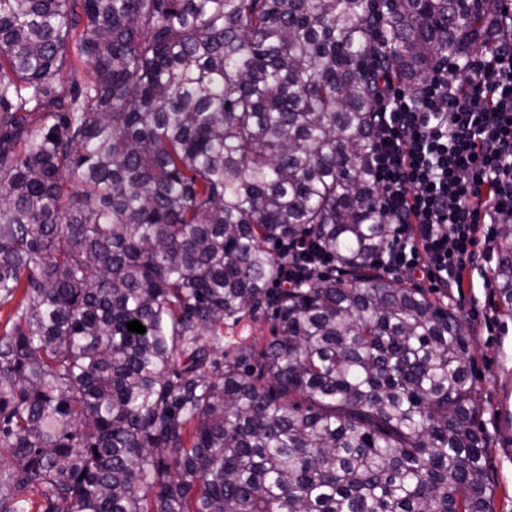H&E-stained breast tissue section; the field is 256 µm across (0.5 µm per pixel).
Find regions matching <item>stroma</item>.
Here are the masks:
<instances>
[{"instance_id":"stroma-1","label":"stroma","mask_w":512,"mask_h":512,"mask_svg":"<svg viewBox=\"0 0 512 512\" xmlns=\"http://www.w3.org/2000/svg\"><path fill=\"white\" fill-rule=\"evenodd\" d=\"M486 268L473 273L471 288L464 293L434 287L421 273L403 272L405 286L424 289L432 300L453 311L469 340L474 362V384L484 402L479 425L488 440L485 467L495 490L496 512H512V443L500 438L496 405L500 381L512 370V316L499 310L494 289L485 287ZM271 323L265 315L243 317L224 324V351L232 353L236 344L270 338Z\"/></svg>"}]
</instances>
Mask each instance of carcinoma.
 Returning <instances> with one entry per match:
<instances>
[{
    "mask_svg": "<svg viewBox=\"0 0 512 512\" xmlns=\"http://www.w3.org/2000/svg\"><path fill=\"white\" fill-rule=\"evenodd\" d=\"M497 7L0 0V512H495L468 338L373 263L366 147L381 70L421 84ZM302 237L350 279L274 287ZM271 322L264 314L254 317L245 316L240 321H224V354L233 355L237 343L249 344L257 341L262 345L263 340L271 337Z\"/></svg>",
    "mask_w": 512,
    "mask_h": 512,
    "instance_id": "obj_1",
    "label": "carcinoma"
}]
</instances>
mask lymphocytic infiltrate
<instances>
[{"mask_svg": "<svg viewBox=\"0 0 512 512\" xmlns=\"http://www.w3.org/2000/svg\"><path fill=\"white\" fill-rule=\"evenodd\" d=\"M498 14L497 37L467 61L466 82L449 79L448 55L416 87L381 76L367 164L394 228L376 259L387 273L418 270L463 288L468 265L491 260L499 225L512 224V7ZM283 251L291 287L330 265L308 243Z\"/></svg>", "mask_w": 512, "mask_h": 512, "instance_id": "f902f5d3", "label": "lymphocytic infiltrate"}]
</instances>
